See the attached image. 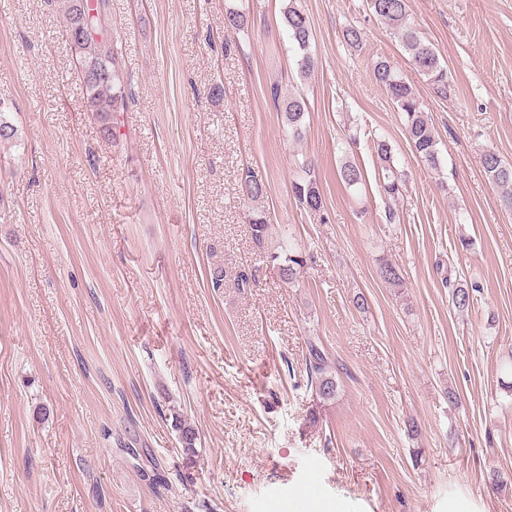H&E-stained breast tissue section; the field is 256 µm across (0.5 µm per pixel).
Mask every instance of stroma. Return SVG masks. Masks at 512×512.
Listing matches in <instances>:
<instances>
[{"mask_svg": "<svg viewBox=\"0 0 512 512\" xmlns=\"http://www.w3.org/2000/svg\"><path fill=\"white\" fill-rule=\"evenodd\" d=\"M297 4L318 62L305 81L287 0H111L128 107L106 133L62 32L67 0H0V115L18 130L0 142V512H273L301 491L339 512H512V210L481 163L492 149L512 165V0H408L448 68L443 94L367 0ZM230 7L249 32L225 28ZM378 57L416 92L438 169L375 84ZM274 83L308 100L300 138ZM306 159L317 212L292 193ZM248 174L263 198L243 196ZM255 211L310 255L299 282L255 246ZM217 267L257 285L213 287ZM451 280L478 285L467 312ZM312 336L338 384L321 405ZM307 351V386L312 389V394L319 403L333 400L337 392L336 371L330 357L321 346L319 337L308 338Z\"/></svg>", "mask_w": 512, "mask_h": 512, "instance_id": "stroma-1", "label": "stroma"}]
</instances>
